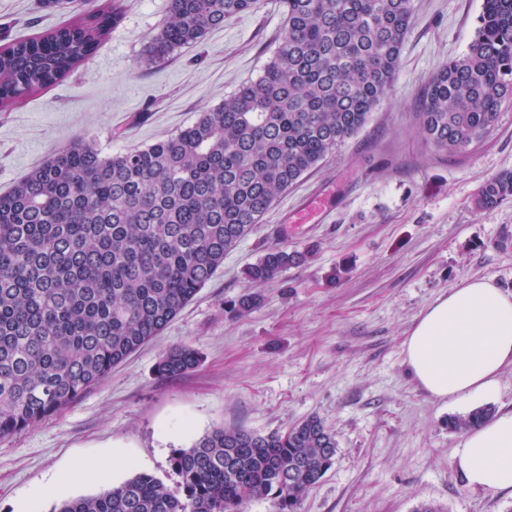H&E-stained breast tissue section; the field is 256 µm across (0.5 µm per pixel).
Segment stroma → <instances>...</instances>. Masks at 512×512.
I'll return each instance as SVG.
<instances>
[{"mask_svg":"<svg viewBox=\"0 0 512 512\" xmlns=\"http://www.w3.org/2000/svg\"><path fill=\"white\" fill-rule=\"evenodd\" d=\"M483 0H411V29L388 95L363 129L279 194L261 224L163 332L75 402L0 440V512H50L101 491L52 486L73 460L118 462L169 487V459L213 429L283 432L317 416L338 442L332 468L297 512H512V491L470 489L451 463L465 407L431 398L410 375L403 342L416 316L468 278L512 292V199L479 209L491 176L512 170V106L471 152L448 155L416 115L432 74L462 56ZM170 0H122L118 24L75 71L0 111V195L82 137L106 155L140 149L192 124L273 57L279 0H258L204 39L141 64ZM75 15L39 0H0V45L49 32ZM285 246L301 260L255 284L247 266ZM258 296L237 314L234 303ZM200 354L175 379L156 365L173 346Z\"/></svg>","mask_w":512,"mask_h":512,"instance_id":"obj_1","label":"stroma"}]
</instances>
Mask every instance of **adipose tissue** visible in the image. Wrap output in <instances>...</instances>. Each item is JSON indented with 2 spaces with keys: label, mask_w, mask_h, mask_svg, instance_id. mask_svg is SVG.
I'll list each match as a JSON object with an SVG mask.
<instances>
[{
  "label": "adipose tissue",
  "mask_w": 512,
  "mask_h": 512,
  "mask_svg": "<svg viewBox=\"0 0 512 512\" xmlns=\"http://www.w3.org/2000/svg\"><path fill=\"white\" fill-rule=\"evenodd\" d=\"M403 353L432 398L468 406L495 397L512 366V292L489 278L462 281L419 314ZM452 462L469 488L512 490V411L467 431Z\"/></svg>",
  "instance_id": "ef3b65f1"
}]
</instances>
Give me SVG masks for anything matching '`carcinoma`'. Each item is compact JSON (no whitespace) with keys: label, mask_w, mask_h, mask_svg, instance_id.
I'll use <instances>...</instances> for the list:
<instances>
[{"label":"carcinoma","mask_w":512,"mask_h":512,"mask_svg":"<svg viewBox=\"0 0 512 512\" xmlns=\"http://www.w3.org/2000/svg\"><path fill=\"white\" fill-rule=\"evenodd\" d=\"M43 0L72 23L0 46V109L73 71L108 37L120 0ZM257 0H170L150 65L199 43ZM285 25L256 79L192 125L144 149L103 157L72 141L0 195V439L70 405L158 336L272 206L366 124L392 87L410 0H281ZM512 105V0H484L467 52L433 75L419 112L423 137L458 155L481 144ZM512 198V171L488 178L476 206ZM299 260L286 248L247 267L257 284ZM177 345L162 378L198 367ZM484 405L449 419L468 430ZM336 436L318 416L285 432L216 428L173 452L171 490L137 473L51 512H244L271 498L297 512L332 467Z\"/></svg>","instance_id":"cac0c4a2"}]
</instances>
